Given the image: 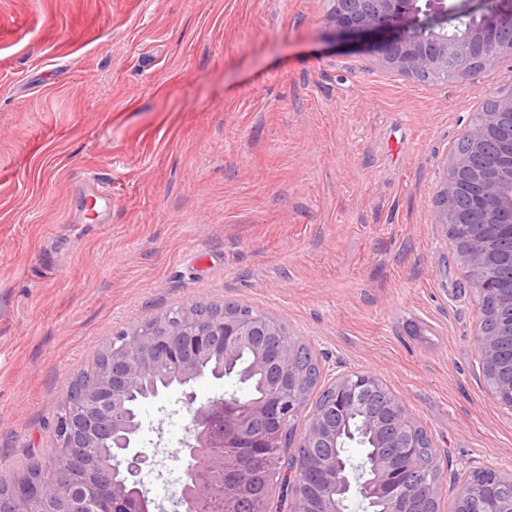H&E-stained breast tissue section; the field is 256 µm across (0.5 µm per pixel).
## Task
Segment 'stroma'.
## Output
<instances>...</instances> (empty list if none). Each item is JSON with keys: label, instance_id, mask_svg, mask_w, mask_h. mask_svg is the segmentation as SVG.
<instances>
[{"label": "stroma", "instance_id": "obj_1", "mask_svg": "<svg viewBox=\"0 0 512 512\" xmlns=\"http://www.w3.org/2000/svg\"><path fill=\"white\" fill-rule=\"evenodd\" d=\"M330 0H0V475L54 445L105 341L168 310L280 320L324 378L383 379L431 437L439 512L512 473V410L474 344L479 295L440 163L512 61L464 80L383 72ZM111 194L107 223L81 198ZM136 448L186 470L175 386Z\"/></svg>", "mask_w": 512, "mask_h": 512}]
</instances>
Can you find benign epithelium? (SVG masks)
Listing matches in <instances>:
<instances>
[{
	"instance_id": "7a95c632",
	"label": "benign epithelium",
	"mask_w": 512,
	"mask_h": 512,
	"mask_svg": "<svg viewBox=\"0 0 512 512\" xmlns=\"http://www.w3.org/2000/svg\"><path fill=\"white\" fill-rule=\"evenodd\" d=\"M329 20L345 39H373L372 52L380 69L410 79L452 73L463 80L481 69H494L505 57L512 58V0H503L488 10L484 0L450 3L448 0H332ZM468 15L461 34L448 35L444 20L457 12ZM494 108L482 110L480 119L466 131L469 151L451 153L443 162L436 193L434 223L449 225L456 252L469 273L472 285L483 294L498 290L502 277L493 275L500 256L512 253V141L502 146L498 136L512 128V79L492 96ZM455 222L448 224V212ZM482 216L484 238L474 247L458 235L461 224L472 214ZM283 323L273 317L241 310L224 312L218 322L188 321L177 313L161 322H146L112 337L96 385L82 392L78 401L59 416L57 428L63 439L59 454L65 465L41 477L16 483L0 494V512H33L32 505L56 504L58 512H122L128 487L139 485L138 476L147 458L135 450L142 424L138 417L119 420L109 414L123 407L129 390L159 370L185 383L198 376L196 360L215 356L234 357L249 347L254 369L272 377L275 400L251 399L246 403L224 398L196 404V396L184 391L189 415V440L184 443L192 466L173 501L174 512H195L199 499L216 498L226 512L239 500V486L232 478L237 458L227 449V433L243 429L246 420L272 417L277 426L265 428L251 438L256 451L291 448L290 428L310 393L308 371L300 370L297 345L285 339ZM501 332L482 327L474 338L490 377H495ZM321 411L313 414L302 434L306 446L335 447L338 438L351 430L336 425V415L370 395L383 398L380 412L369 418L361 432L393 448L395 453L417 462L415 450L430 441L406 405L390 392L385 382L372 374L354 380L349 375L334 378L326 387ZM113 450L120 463V476L112 478L109 490L93 478L87 462L99 449ZM300 480L293 496L292 512H322V504L348 499L380 503L392 500L393 512H430L436 491L407 485L389 456L371 461L369 478L361 483L345 480L330 493ZM487 501L485 512H512V497L496 506L494 487L476 481L463 487L455 512H469L468 505Z\"/></svg>"
}]
</instances>
